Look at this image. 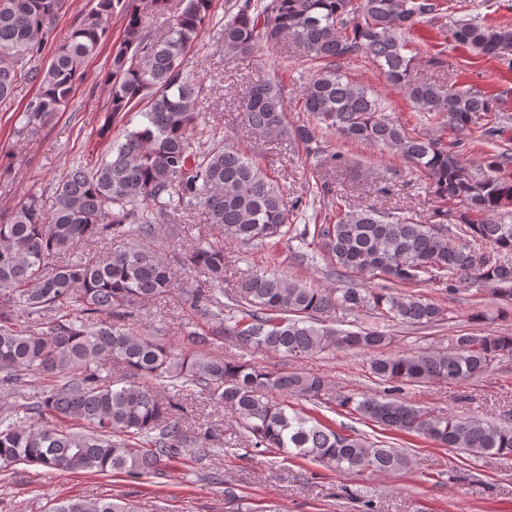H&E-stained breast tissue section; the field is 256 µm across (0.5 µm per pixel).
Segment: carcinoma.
Here are the masks:
<instances>
[{"label":"carcinoma","mask_w":512,"mask_h":512,"mask_svg":"<svg viewBox=\"0 0 512 512\" xmlns=\"http://www.w3.org/2000/svg\"><path fill=\"white\" fill-rule=\"evenodd\" d=\"M64 0H0V102L19 80L39 84L28 104L34 127L66 108L85 60L110 41L109 22L119 12L124 35L112 47L104 77L107 106L96 135L109 139L112 124L135 107L143 122L103 154L87 155L59 181L55 209L45 216L36 196L0 210V390L29 375L53 381L27 407L23 421L0 408V468L32 463L51 470L140 475L165 459H200L215 451L209 428H184L186 388L232 410L262 453L301 457L340 472L398 471L410 456L355 430L336 428L291 407L296 397L316 407L334 404L393 432L422 436L471 456L512 457V422L456 418L393 397L401 386L427 380L472 379L502 357H512V336L494 333L456 337L446 352L386 356L390 336L377 327L356 331L325 324L322 316L369 310L387 321L428 326L445 319L442 307L406 284L433 283L448 294L474 284L490 286L512 310V156L491 154L469 165L440 138H422L385 114L381 99L341 72L362 55L383 70L414 108L436 115L456 132L482 129L489 139L491 101L474 91L416 78L409 35L424 18L446 17L444 0H236L224 13L219 39L224 58L252 56L261 46L288 38L317 62L303 90L306 121L288 129L281 81L270 78L249 89L239 111L248 132L284 136L303 146L319 165L340 168L341 154H328L325 134L382 146L428 175L439 207L459 205L454 224H421L394 212L353 210L344 193L324 179L310 198L288 202L278 181L234 142L217 136L199 110L201 85L184 58L209 23L212 0H97L60 41L49 64L28 66ZM164 15L162 30L148 24ZM452 37L489 58L512 54V27L459 22ZM336 197L334 222L298 229L315 199ZM196 207L224 237L239 244L287 239L301 262L315 261L303 248L316 245L343 277L342 288H320L277 269L247 273L224 292V245L197 239L183 260L204 275L190 291L191 303L217 319L224 336L291 358L329 347L371 352L370 371L390 393L332 396L320 376L271 372L208 352L211 339L188 333L176 351L151 333L126 327L135 306L175 288L169 265L144 240L160 230L178 232L170 217ZM121 238L126 245L84 253L89 241ZM382 280L392 287L374 288ZM227 297L222 301L221 297ZM30 325L17 326L15 313ZM54 317L45 319L49 313ZM116 366L125 384L104 379ZM145 379L176 394L162 397ZM272 392L284 396L276 401ZM51 512H139L122 499L61 500Z\"/></svg>","instance_id":"obj_1"}]
</instances>
